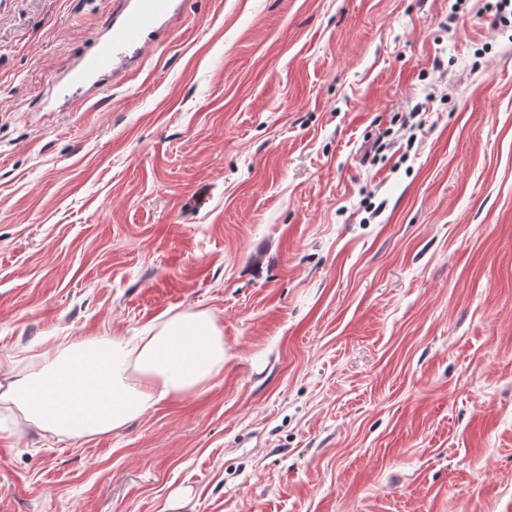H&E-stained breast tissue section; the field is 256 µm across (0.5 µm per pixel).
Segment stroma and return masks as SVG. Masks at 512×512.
Returning <instances> with one entry per match:
<instances>
[{
    "label": "stroma",
    "mask_w": 512,
    "mask_h": 512,
    "mask_svg": "<svg viewBox=\"0 0 512 512\" xmlns=\"http://www.w3.org/2000/svg\"><path fill=\"white\" fill-rule=\"evenodd\" d=\"M497 3L182 0L72 100L121 0H0V362L224 326L223 372L120 433L0 402V512H512Z\"/></svg>",
    "instance_id": "obj_1"
}]
</instances>
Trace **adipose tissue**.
Here are the masks:
<instances>
[{"instance_id": "obj_1", "label": "adipose tissue", "mask_w": 512, "mask_h": 512, "mask_svg": "<svg viewBox=\"0 0 512 512\" xmlns=\"http://www.w3.org/2000/svg\"><path fill=\"white\" fill-rule=\"evenodd\" d=\"M224 370V328L207 309L176 313L129 339L64 337L0 400L57 437L114 434L160 402L195 394Z\"/></svg>"}]
</instances>
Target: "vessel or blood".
Masks as SVG:
<instances>
[{"label": "vessel or blood", "instance_id": "vessel-or-blood-1", "mask_svg": "<svg viewBox=\"0 0 512 512\" xmlns=\"http://www.w3.org/2000/svg\"><path fill=\"white\" fill-rule=\"evenodd\" d=\"M179 11L180 0H124V8L113 16L107 36L65 74L66 85L92 92L105 77L121 75L139 59L148 39L174 22Z\"/></svg>", "mask_w": 512, "mask_h": 512}]
</instances>
